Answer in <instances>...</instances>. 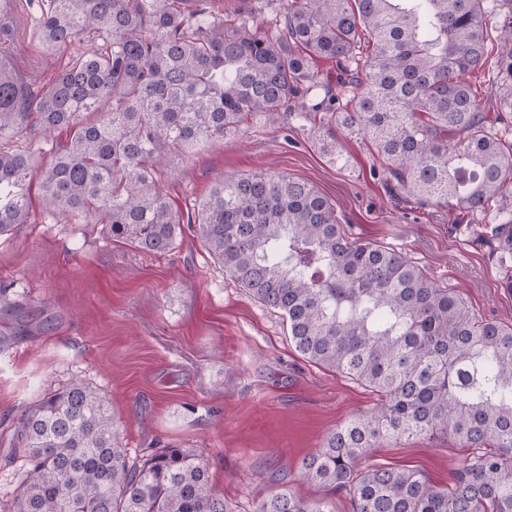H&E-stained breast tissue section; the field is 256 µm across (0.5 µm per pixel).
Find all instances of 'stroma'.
Here are the masks:
<instances>
[{"mask_svg": "<svg viewBox=\"0 0 512 512\" xmlns=\"http://www.w3.org/2000/svg\"><path fill=\"white\" fill-rule=\"evenodd\" d=\"M10 12L16 69L24 81L48 80L65 53L42 49L29 0H12ZM471 80L487 107L512 95L495 61ZM337 136L332 162L312 121L291 115L249 127L172 158L160 187L190 214L225 176L276 171L308 181L350 237L402 252L477 316L512 323L489 224L403 197L369 139ZM75 381L110 398L131 454L180 448L203 458L229 512H256L284 486L352 512L344 494L302 478V461L376 394L304 359L282 317L239 288L191 230L156 255L113 237L109 225L36 205L28 223L0 237V497L25 463L17 417ZM466 456L452 437L414 436L382 444L364 464L414 469L445 487Z\"/></svg>", "mask_w": 512, "mask_h": 512, "instance_id": "35a3bbf8", "label": "stroma"}]
</instances>
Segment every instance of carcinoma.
I'll return each mask as SVG.
<instances>
[{
	"mask_svg": "<svg viewBox=\"0 0 512 512\" xmlns=\"http://www.w3.org/2000/svg\"><path fill=\"white\" fill-rule=\"evenodd\" d=\"M0 0V236L30 218L37 183L48 211L110 225L148 253L175 247L182 214L158 188L173 154L267 124L325 86L317 59L354 87L302 104L320 112L322 150L336 128L371 139L384 172L421 202L493 215L512 255V125L486 112L470 76L488 58L485 0H293L283 23L253 27L211 0H39L47 52L88 43L45 85L20 82ZM371 51L360 52L361 35ZM498 64L512 77V25ZM64 145L38 168L26 133ZM225 271L286 322L308 361L356 380L382 403L325 437L302 475L349 497L352 512H512V324L476 317L405 256L349 239L311 183L279 173L217 181L194 212ZM451 434L469 459L446 488L412 469L358 462L389 440ZM26 462L0 512H228L207 464L166 448L142 461L123 445L109 399L74 382L23 412ZM257 512H327L284 487Z\"/></svg>",
	"mask_w": 512,
	"mask_h": 512,
	"instance_id": "carcinoma-1",
	"label": "carcinoma"
}]
</instances>
